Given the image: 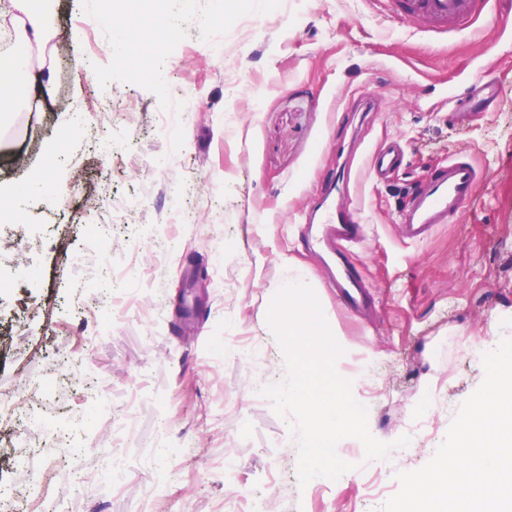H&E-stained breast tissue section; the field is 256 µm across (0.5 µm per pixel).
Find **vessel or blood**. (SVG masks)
I'll list each match as a JSON object with an SVG mask.
<instances>
[{
    "mask_svg": "<svg viewBox=\"0 0 512 512\" xmlns=\"http://www.w3.org/2000/svg\"><path fill=\"white\" fill-rule=\"evenodd\" d=\"M382 12L396 15L422 27L436 37L467 31L475 22L480 0H371ZM404 151L393 141L375 150L371 163L377 176L384 177L399 168ZM480 176L466 157L449 159L431 178L412 194L401 217L403 239L420 242L428 239L442 224L458 218L474 198ZM322 227L310 244L332 253L336 258L333 286L340 303L359 310L371 302L365 276L354 264V247L362 242L365 226L355 209L341 195L337 184H328L319 200Z\"/></svg>",
    "mask_w": 512,
    "mask_h": 512,
    "instance_id": "obj_1",
    "label": "vessel or blood"
}]
</instances>
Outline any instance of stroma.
Wrapping results in <instances>:
<instances>
[{"instance_id":"stroma-1","label":"stroma","mask_w":512,"mask_h":512,"mask_svg":"<svg viewBox=\"0 0 512 512\" xmlns=\"http://www.w3.org/2000/svg\"><path fill=\"white\" fill-rule=\"evenodd\" d=\"M51 5L53 82L18 110L19 130L0 133V211L21 216L0 251V385L30 377L31 413L66 423L78 480L52 481L60 457L44 437L4 425L0 486L38 485L50 512H244L268 494L275 512H380L481 384L467 348L499 344V320H512V0H488L472 31L445 41L366 0ZM160 15L172 39H157ZM97 19L107 25L91 57ZM483 75L489 104L474 88ZM391 139L406 160L380 182L369 154ZM458 154L481 171L474 199L427 240H404L411 190ZM347 165L373 312L342 309L324 285L318 300L348 346L369 430L392 449L370 460L343 439L352 471L302 487L289 417L250 388L286 376L267 291L290 259L320 274L304 238L321 186ZM39 178L62 199L16 195ZM94 225L111 231V250L88 239ZM156 244L169 259L153 272ZM20 259L36 278L17 276ZM77 300L118 313L89 344ZM240 337L256 362L225 359ZM82 369L95 384L74 380ZM421 418L418 447H396ZM116 466L117 487L104 478Z\"/></svg>"}]
</instances>
